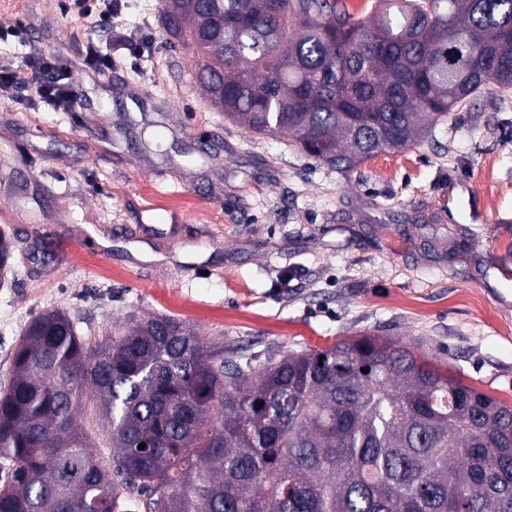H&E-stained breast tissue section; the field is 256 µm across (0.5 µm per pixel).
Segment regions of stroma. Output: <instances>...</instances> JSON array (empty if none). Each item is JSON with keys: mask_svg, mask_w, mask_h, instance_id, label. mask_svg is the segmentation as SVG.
Returning <instances> with one entry per match:
<instances>
[{"mask_svg": "<svg viewBox=\"0 0 512 512\" xmlns=\"http://www.w3.org/2000/svg\"><path fill=\"white\" fill-rule=\"evenodd\" d=\"M162 3L106 19L0 0L22 28L0 43V388L26 325L61 309L96 340L171 316L248 356L369 336L512 406V101L477 98L345 174L226 121ZM120 36L111 70L82 66ZM37 54L70 66L72 111L39 103Z\"/></svg>", "mask_w": 512, "mask_h": 512, "instance_id": "obj_1", "label": "stroma"}]
</instances>
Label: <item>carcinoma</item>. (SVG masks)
Here are the masks:
<instances>
[{
    "instance_id": "carcinoma-1",
    "label": "carcinoma",
    "mask_w": 512,
    "mask_h": 512,
    "mask_svg": "<svg viewBox=\"0 0 512 512\" xmlns=\"http://www.w3.org/2000/svg\"><path fill=\"white\" fill-rule=\"evenodd\" d=\"M161 21L225 119L344 173L512 97V0H165ZM12 247L0 230L1 274ZM255 360L171 317L100 343L43 312L0 393V512H512V406L370 337ZM80 411L81 412L78 415L80 423L88 430L97 444L102 448V451L105 455L112 454V448L109 447V444L105 441L103 435L100 434L95 422L93 400L90 393L84 394L82 408Z\"/></svg>"
}]
</instances>
